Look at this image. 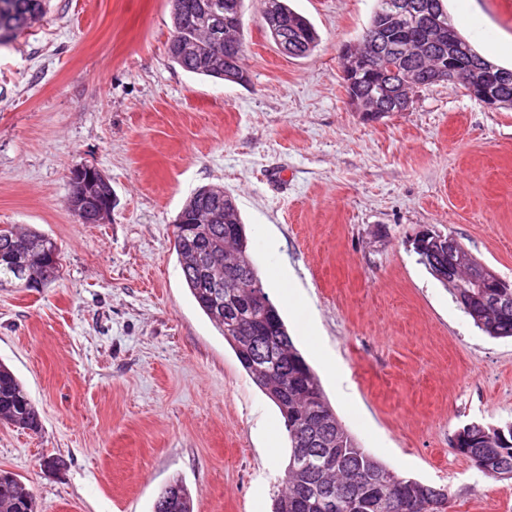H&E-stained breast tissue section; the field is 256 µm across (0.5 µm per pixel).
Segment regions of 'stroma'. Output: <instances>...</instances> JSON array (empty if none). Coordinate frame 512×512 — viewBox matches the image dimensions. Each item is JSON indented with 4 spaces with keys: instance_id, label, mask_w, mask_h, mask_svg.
I'll list each match as a JSON object with an SVG mask.
<instances>
[{
    "instance_id": "1",
    "label": "stroma",
    "mask_w": 512,
    "mask_h": 512,
    "mask_svg": "<svg viewBox=\"0 0 512 512\" xmlns=\"http://www.w3.org/2000/svg\"><path fill=\"white\" fill-rule=\"evenodd\" d=\"M315 26L284 55L245 0L247 85L168 58L170 0H48L0 46V224L60 249V277L0 286V362L42 428L0 423V469L37 512H153L182 481L194 512H272L290 448L277 407L192 298L173 224L198 188L234 197L249 253L337 417L388 467L447 490V512H512V480L453 448L466 424H512V338L476 327L419 260L452 235L512 281V110L445 83L371 122L352 109L341 49L375 0H291ZM475 49L512 66V0H448ZM112 184L83 224L74 168ZM295 289L294 308L281 288ZM45 454L66 465L49 473ZM93 177L102 178L103 180L106 179L99 170L89 166L77 167L71 173V186L73 195L72 198L70 196V200L72 199L73 201V208L76 209V213H78L80 210L82 211V219L79 221L83 224L104 223L112 214V197H110L107 202V195L110 193L112 186L110 183L107 185L103 182L96 185L97 189L94 191L95 194L92 195L89 200L85 201L79 210V199L86 194V183H88ZM106 202L107 204L101 208V206ZM97 214L100 223L96 222Z\"/></svg>"
}]
</instances>
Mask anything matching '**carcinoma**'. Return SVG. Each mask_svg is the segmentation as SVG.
I'll return each instance as SVG.
<instances>
[{
	"instance_id": "carcinoma-1",
	"label": "carcinoma",
	"mask_w": 512,
	"mask_h": 512,
	"mask_svg": "<svg viewBox=\"0 0 512 512\" xmlns=\"http://www.w3.org/2000/svg\"><path fill=\"white\" fill-rule=\"evenodd\" d=\"M389 0H376L370 24L355 44L358 52L375 58V69L355 77L346 92L372 105L389 103V92L408 87L415 78L423 86L436 83L424 72L433 57L448 52L449 45L434 40L440 25L453 28V51L465 49L462 60L471 66H488L483 57L455 28L445 0H422L425 15L419 20L394 18ZM243 0H172V35L167 54L183 71L233 83L248 80L241 38ZM45 0H0V45L10 42L18 30L13 21L20 15L40 18ZM265 24L273 41L291 58L308 56L317 46L314 26L288 5V0H264ZM412 30L419 36L406 55L398 57L389 47ZM111 185L100 183L95 194L80 207L82 224L96 223L107 202ZM232 196L221 186H205L184 203L173 224L174 244L181 271L192 297L230 344L241 366L277 406L283 418L291 452L282 478V491L273 512H352L351 500L365 502L362 512H446L448 498L441 489L406 478L388 468L360 447L328 402L320 380L293 344L275 304L253 302L256 293L266 294L249 254L246 225ZM430 272L448 267V250L434 238L415 246ZM60 251L50 237L36 231L0 226V286L25 287L35 271L47 286L59 277ZM466 287L450 292L474 324L493 338L512 337V288H501L480 262L460 271ZM511 296L502 311L498 296ZM324 414L330 429V456L318 444L320 434L304 429L307 415ZM0 419L34 433L41 429L39 412L23 383L0 363ZM464 443L468 459L479 461L490 478L512 479V446L500 444L496 429L472 423ZM172 507L156 499L154 512H193L190 491L180 482ZM331 486L338 497L332 509L323 495ZM0 512H34L31 490L17 475L0 469Z\"/></svg>"
}]
</instances>
